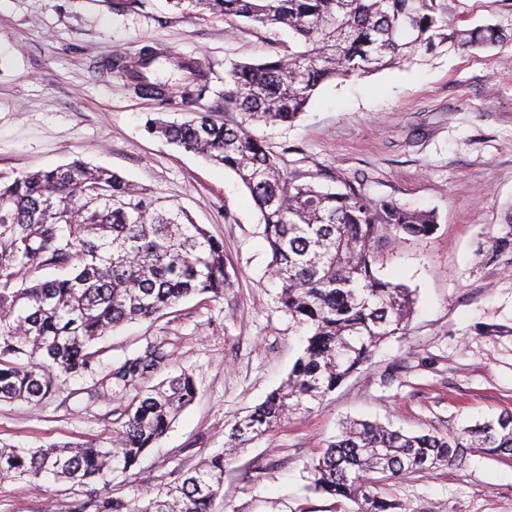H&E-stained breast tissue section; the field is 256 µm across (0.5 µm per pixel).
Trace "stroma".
Returning <instances> with one entry per match:
<instances>
[{
  "label": "stroma",
  "mask_w": 512,
  "mask_h": 512,
  "mask_svg": "<svg viewBox=\"0 0 512 512\" xmlns=\"http://www.w3.org/2000/svg\"><path fill=\"white\" fill-rule=\"evenodd\" d=\"M459 28L493 24L506 38L477 51L448 39L406 61L321 85L294 122L253 126L291 177L438 215L434 233L382 249V277L407 285L415 311L402 333L312 410L290 415L226 465L213 512H349L350 502L308 491L309 469L344 421L376 420L414 433L447 432L512 412V254L486 258L512 214V0H447ZM276 27L230 25L201 0H0V179L80 158L119 172L180 205L224 243L233 285L191 296L152 320L101 340L92 373L38 404L0 403V442L107 445L108 400L86 389L147 341L172 354L161 377L193 376L198 394L131 476L107 493L133 500L196 468L224 446V428L287 378L307 332L278 301L271 253L248 190L223 166L149 131L195 113L227 125L244 115L224 103L225 71L285 53ZM173 48L203 59L211 90L181 102L147 96L111 63ZM378 491L401 512H512V456L468 454L464 464L384 478ZM98 485L0 481V512H67Z\"/></svg>",
  "instance_id": "obj_1"
}]
</instances>
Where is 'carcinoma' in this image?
Masks as SVG:
<instances>
[{
  "label": "carcinoma",
  "mask_w": 512,
  "mask_h": 512,
  "mask_svg": "<svg viewBox=\"0 0 512 512\" xmlns=\"http://www.w3.org/2000/svg\"><path fill=\"white\" fill-rule=\"evenodd\" d=\"M224 20L288 30L295 49L225 72L224 103L248 123H288L320 85L350 79L406 59L436 40L486 49L505 38L495 25L460 29L445 0H206ZM210 92L201 78L184 88L197 103ZM170 143L232 171L265 225L279 303L308 331L287 380L235 422L225 449L165 487L130 502L99 495L69 512H211L224 485L227 453L245 447L296 411L308 410L404 330L412 291L376 274L377 250L405 236L433 232L432 211L367 197L349 184L323 190L287 175L243 124L229 127L198 112L156 127ZM512 253V222L491 237L488 256ZM54 268L60 275L42 279ZM232 280L224 244L178 205L120 174L80 158L48 170L22 171L0 183V401L37 404L59 385L92 371L97 342L131 320H146L196 295H224ZM171 360L163 340L148 341L112 366L91 391L122 390L112 415L110 447L0 444V480L51 478L83 485L125 474L194 401L181 372L143 390ZM512 454V413L447 434H408L357 421L329 441L313 464L309 489L355 504L354 512H394L397 504L371 475L396 477L460 464L469 451Z\"/></svg>",
  "instance_id": "1"
}]
</instances>
